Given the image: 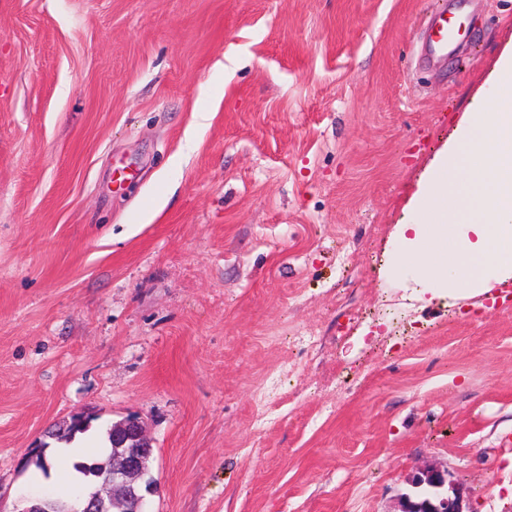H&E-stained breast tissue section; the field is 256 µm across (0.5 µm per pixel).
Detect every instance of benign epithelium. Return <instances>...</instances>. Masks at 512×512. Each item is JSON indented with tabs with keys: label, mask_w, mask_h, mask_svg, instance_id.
Instances as JSON below:
<instances>
[{
	"label": "benign epithelium",
	"mask_w": 512,
	"mask_h": 512,
	"mask_svg": "<svg viewBox=\"0 0 512 512\" xmlns=\"http://www.w3.org/2000/svg\"><path fill=\"white\" fill-rule=\"evenodd\" d=\"M130 446L112 454V470L97 491L77 512L101 507L107 499H119L138 512L141 498L135 494L137 482L147 474V460L153 454L152 441L140 421L129 419L117 426ZM414 493L406 497L401 512H462L457 489H448V471L438 467L419 469L411 481Z\"/></svg>",
	"instance_id": "1"
}]
</instances>
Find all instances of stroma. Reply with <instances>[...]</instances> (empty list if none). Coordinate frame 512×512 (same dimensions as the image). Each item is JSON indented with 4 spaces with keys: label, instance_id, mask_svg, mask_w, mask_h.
Returning a JSON list of instances; mask_svg holds the SVG:
<instances>
[{
    "label": "stroma",
    "instance_id": "stroma-1",
    "mask_svg": "<svg viewBox=\"0 0 512 512\" xmlns=\"http://www.w3.org/2000/svg\"><path fill=\"white\" fill-rule=\"evenodd\" d=\"M0 0V507L48 430L143 423L145 512H512V298H415L389 235L512 0ZM454 19V13L448 12L447 15L446 11H442L429 22L424 47L427 55L438 58L455 52L459 28ZM88 428V420L70 417L69 419H64L61 422L54 424L48 433L49 437L57 441H64L68 443L71 442L75 434L84 433ZM414 493L405 499L399 512H463L456 488L448 493V472L438 467L419 469L411 481Z\"/></svg>",
    "mask_w": 512,
    "mask_h": 512
}]
</instances>
